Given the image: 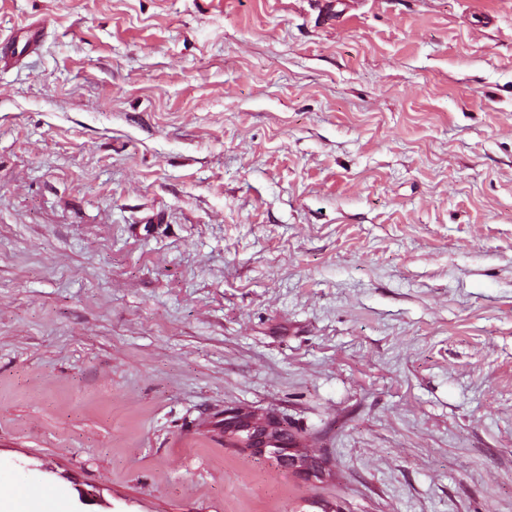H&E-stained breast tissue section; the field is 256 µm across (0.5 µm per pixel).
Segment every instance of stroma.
I'll list each match as a JSON object with an SVG mask.
<instances>
[{"instance_id":"1","label":"stroma","mask_w":512,"mask_h":512,"mask_svg":"<svg viewBox=\"0 0 512 512\" xmlns=\"http://www.w3.org/2000/svg\"><path fill=\"white\" fill-rule=\"evenodd\" d=\"M29 24L0 495L512 512V0H0L1 41ZM255 429L251 432L249 443L251 447L246 450L257 455L271 454L280 458L282 465L291 470L307 471L311 469L312 463L305 458L288 453L284 448V441L281 432L275 422L265 425H251Z\"/></svg>"}]
</instances>
